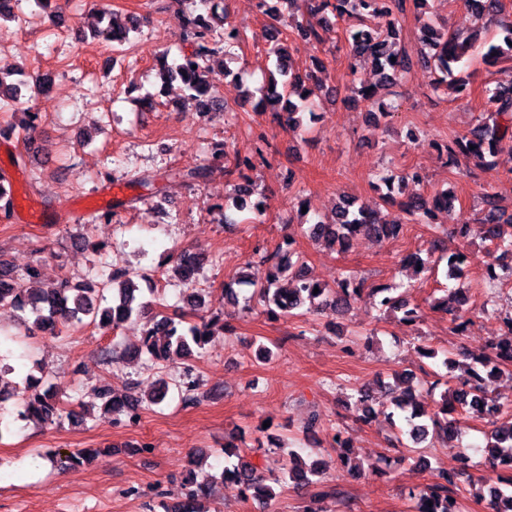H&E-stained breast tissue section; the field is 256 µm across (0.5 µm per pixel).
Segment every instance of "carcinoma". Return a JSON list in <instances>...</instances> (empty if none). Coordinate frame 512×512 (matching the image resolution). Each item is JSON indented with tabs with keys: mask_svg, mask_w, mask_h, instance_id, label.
<instances>
[{
	"mask_svg": "<svg viewBox=\"0 0 512 512\" xmlns=\"http://www.w3.org/2000/svg\"><path fill=\"white\" fill-rule=\"evenodd\" d=\"M308 13L324 16L328 13L342 20L350 21L346 28V41L350 51L359 57L371 60L382 82H394L401 72L409 68V62L397 48L395 41L396 18L393 10H403L406 0H306ZM222 16L218 14L216 0H206L203 12L189 22L186 34L191 50L171 62L163 60L159 64L158 77L162 83L180 82L188 98L213 112L223 108L215 85L214 57L219 53V45H224V56L232 58L233 48L247 38L246 32L236 26L220 25ZM139 30V23L131 20L128 26L121 27L111 19L98 29L97 36L105 42L126 41L129 34ZM423 41L428 48L426 62L430 68L431 81L435 88L443 89L450 97L462 95L469 86V78L456 74L458 64L466 57L479 54L490 64L512 63V24L501 25V39L478 40L462 32L452 31L438 34L431 22L422 25ZM268 61L274 67L257 110L278 112L289 125H299L305 112L311 111L310 97L314 90L307 86L315 80L314 75L296 71L290 61L288 48L279 41L270 48ZM512 151V86L498 85L486 90V102L471 131V137L453 136L448 138L444 150L448 163L455 165L462 158H474L487 170L496 167L494 157L503 148ZM379 187L386 193L382 200L386 204L397 205L399 215L391 220L381 217L379 211L357 204L345 198L336 209L331 222L316 220L309 227L310 235L328 246L345 251L352 237L366 234L379 242L398 237L403 225L433 224L435 213L449 210L455 201L453 194L442 192L432 200L420 195H412L404 200L394 198L395 186L403 185L406 178L393 173H383L378 177ZM252 195L251 184L245 183L235 188L232 205L239 211L248 207ZM497 193L489 188L482 196L484 204L483 238L496 249L512 253V233L506 234L505 227L512 228V215L500 212L496 205ZM269 263L266 283L254 289L251 298L257 299L263 312L272 318L280 316L303 317L322 307H329L338 316L348 313L351 301L366 295L377 303L381 310L397 314L398 322L411 327L418 326L422 311L419 305L409 302L396 283L364 288L363 284L351 285V279L342 277L335 287L311 282L303 269V262L295 257L289 241H284L273 252L265 256ZM204 258L188 250L180 253L172 268V278L188 285L182 294V302L194 313L206 305L208 291L196 288V276L202 268ZM496 272L483 276L484 284L493 288L506 276H512V266L506 267L492 260ZM38 268L30 266L21 273L13 271L0 262V314L19 320L28 331L46 330L54 336L63 332V327L86 318L98 322V326L118 329L134 317H140L150 307L143 300L141 289L132 278H122V274H112V279L101 288H74L65 277L53 288L34 293L23 287L26 279L37 275ZM287 279L289 287L281 288L278 283ZM112 288V304L101 307L106 300L104 290ZM465 302L458 298L457 291L448 289L446 295L438 298L432 308L450 316L454 327H459L463 318ZM222 329L219 318L211 317L199 323L184 324L181 316H171L158 311L149 317L144 332L143 343L132 357H145L151 363L160 361L182 365L180 375L170 381L160 380L148 398H136L131 403L126 398L112 394V389H98V398L103 400L101 416L105 418L124 416L135 421V405L147 401L153 405L162 403L172 389L178 390L187 400L194 399L197 380L194 366L190 363L193 348H202ZM491 353L471 362L460 364L448 359L445 351L420 348L422 356L431 358L444 368L458 369L462 375L454 378L445 376V389L436 411L426 412L413 401L414 394L406 389L391 396H377L364 385L352 388L356 396L357 410L368 419L383 416L395 428V440L401 447L407 444L419 445L432 437L434 439H456L461 434L458 415L471 417H491L494 428L487 438L489 461L500 469H509L511 475L502 478L496 485L477 491L489 499L491 512H512V403L500 401L488 395L486 380L504 372L512 376V351L502 348L501 343L490 344ZM42 380L34 377L25 379L24 388L17 391L16 404L19 413L27 419L52 423L62 418L63 412L72 401H63L59 396L41 389ZM91 450L83 448L65 455L51 454L46 459L61 469H76L91 460ZM235 480L246 485L247 491L255 499L266 501L275 497L276 492L258 473L253 462L238 457V463L225 467L220 476L198 477L195 471L188 472L179 488L165 494L175 500L174 505L161 502L164 512H210L203 500L210 495L216 481ZM291 482L318 488V495L326 497L321 474L315 463L306 462L299 454H289V462L283 468L282 476L274 479L277 485ZM455 485V475L445 469H436L432 483L423 491L410 493L414 500L413 512H459L457 498L451 486Z\"/></svg>",
	"mask_w": 512,
	"mask_h": 512,
	"instance_id": "cac0c4a2",
	"label": "carcinoma"
}]
</instances>
